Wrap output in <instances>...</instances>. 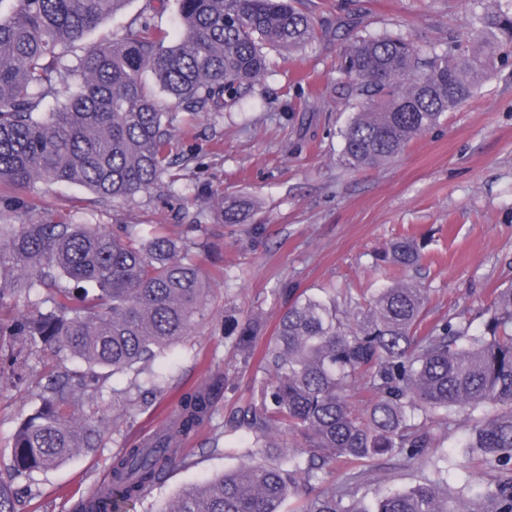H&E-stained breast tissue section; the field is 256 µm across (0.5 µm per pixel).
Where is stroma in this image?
I'll list each match as a JSON object with an SVG mask.
<instances>
[{"label":"stroma","instance_id":"obj_1","mask_svg":"<svg viewBox=\"0 0 512 512\" xmlns=\"http://www.w3.org/2000/svg\"><path fill=\"white\" fill-rule=\"evenodd\" d=\"M319 27L306 50L279 59L274 71L244 99L200 115L191 155L190 181L209 193L246 195L255 203L242 224L218 223L208 195L169 201L165 186L101 206L96 195L73 184H37L22 191L0 179V207L22 201L94 224H189L201 216L209 226L204 267L223 259V278L211 281L213 312L187 337L165 373L171 385H196L225 363L239 370L216 403V416L181 448L188 461L127 512H163L182 489L245 461L243 433L231 425L261 379L258 355L243 356L224 337V316L251 322L259 342L272 336L291 293L371 294L401 277L382 262L390 243L411 237L426 260L414 271L429 290L422 329L444 317L465 314L481 331L482 307L493 291L512 284V64L497 67L474 97L446 113L433 130L415 138L394 161L355 171L342 160L340 131L357 112L336 71L341 49L359 36L413 39L422 51L441 48L449 37H465L472 0H304ZM148 12L170 37L180 33L176 0H128L125 8L92 31L88 42L120 38ZM56 358L30 359L29 388L0 389V479L7 477L12 436L38 404L37 381ZM167 395L157 409H130L114 416L111 399L85 408L89 424H102L98 448L37 473L22 493L17 512H75L81 499L106 479L113 457L163 425L175 408ZM448 458L454 484H493L496 473L458 446L462 427L432 425ZM219 437L221 451L210 438ZM432 471L430 463L389 456L365 467L359 495L373 499L390 488L411 485Z\"/></svg>","mask_w":512,"mask_h":512}]
</instances>
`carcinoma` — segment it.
<instances>
[{
	"instance_id": "1",
	"label": "carcinoma",
	"mask_w": 512,
	"mask_h": 512,
	"mask_svg": "<svg viewBox=\"0 0 512 512\" xmlns=\"http://www.w3.org/2000/svg\"><path fill=\"white\" fill-rule=\"evenodd\" d=\"M0 12V178L21 189L38 182L70 183L100 203L128 199L185 179L178 169L185 120L165 110L143 83L149 71L173 106L196 117L247 95L267 73L269 54L303 49L317 29L299 0H178L181 32L167 33L140 17L112 43L85 36L128 0H14ZM468 45L453 42L427 56L406 37H359L338 63L348 95L360 110L342 131L343 157L357 169L386 164L447 112L463 106L482 78L512 56V5L477 0ZM69 94L58 98L60 88ZM222 224H242L243 197L220 196ZM0 211V304L39 295L28 311L0 323V388L26 381L31 356L51 351L81 370L46 378L41 405L16 429L13 481L60 466L79 450L97 447L100 431L79 420L86 399L103 396L116 373L148 374L151 392L166 391L154 366L209 318L208 282L224 269H204L194 238H175L165 224H89L51 218L35 205L14 223ZM390 262L421 267L409 238L392 242ZM429 299L424 286L402 280L371 296L301 292L288 302L276 333L260 350L263 381L252 389L237 422L254 448L278 451L286 431L306 451L279 462H248L180 493L163 512H512V286L500 288L482 311L483 330L450 316L423 335ZM19 346L4 350V337ZM224 338L252 353L249 322L229 315ZM224 376L183 390L166 429L112 459L106 486H96L77 512H119L144 498L180 453L181 444L210 426ZM500 408L476 419L461 440L497 471L492 488L448 482V467L372 509L338 484L336 463L353 465L402 453L429 455L436 438L426 422L448 427L455 414ZM17 490L0 481V512H15Z\"/></svg>"
}]
</instances>
